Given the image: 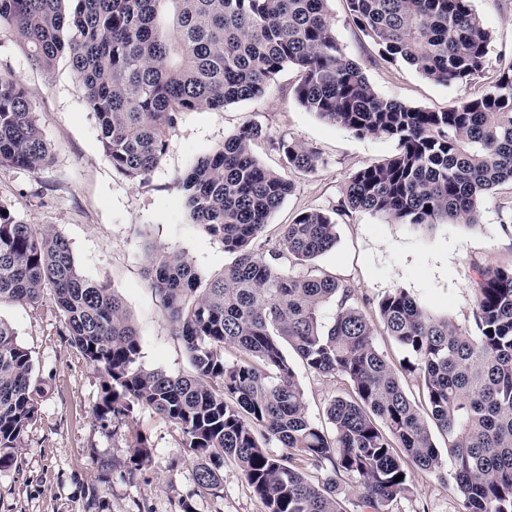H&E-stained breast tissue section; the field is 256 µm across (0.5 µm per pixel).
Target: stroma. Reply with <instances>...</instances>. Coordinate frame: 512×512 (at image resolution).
<instances>
[{
	"instance_id": "obj_1",
	"label": "stroma",
	"mask_w": 512,
	"mask_h": 512,
	"mask_svg": "<svg viewBox=\"0 0 512 512\" xmlns=\"http://www.w3.org/2000/svg\"><path fill=\"white\" fill-rule=\"evenodd\" d=\"M472 5L491 35L486 69L471 83L447 86L426 79L405 62L377 61L373 44L351 20L347 0H327L334 37L361 65L375 92L435 112L481 95L512 63V0H472ZM0 74L21 81L51 150L50 162L35 171L0 165V204L19 220L64 235L82 272L108 283L122 298L141 338V366L174 375L191 374L192 366L148 286V247L185 253L206 280L234 261L219 241L190 223L178 177L225 137L246 127L261 128L251 144L253 155L266 168L287 172L293 184L254 245L264 255L277 245L283 225L305 211L338 208L353 173L398 150L394 140L355 136L300 106L294 95L298 72L288 67L261 97L221 111L183 113L160 165L146 180H131L105 156L96 118L67 60L48 71L35 68L5 27L0 29ZM282 139L316 148L321 165L312 173L286 171L277 149ZM336 232L333 250L289 269L296 275L322 272L347 285L374 328L377 349L396 366L405 353L385 333L378 301L402 288L434 314L473 331L472 284L478 271L512 267V184L483 197L474 229L441 224L426 231L349 211L338 216ZM0 319L30 352L43 387L37 419L16 449L14 463L0 468V512H182L186 506L191 512H264L230 460L221 469L219 494L200 491L183 433L168 419L146 408L123 423L104 424L96 418L101 373L71 346L51 293L35 305L0 302ZM290 362L309 419L324 424L328 404L349 396L350 383L310 371L298 357ZM136 430L149 438L151 460L131 477L129 445ZM449 473L446 465L435 473L412 470L407 491L387 512H459Z\"/></svg>"
}]
</instances>
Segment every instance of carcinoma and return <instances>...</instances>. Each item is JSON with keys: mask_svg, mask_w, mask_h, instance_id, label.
I'll return each mask as SVG.
<instances>
[{"mask_svg": "<svg viewBox=\"0 0 512 512\" xmlns=\"http://www.w3.org/2000/svg\"><path fill=\"white\" fill-rule=\"evenodd\" d=\"M327 0H0L34 65L61 57L94 113L105 156L132 180L145 179L168 149L180 114L222 110L260 96L280 71H300L298 103L357 136L397 141L391 158L347 181L340 211H366L392 224L478 225V205L512 182V65L478 97L442 112L380 97L332 35ZM355 27L379 60H402L443 85L468 84L487 65L490 33L472 0H347ZM257 127L201 157L180 179L191 223L235 255L221 277L203 281L184 253L151 248L149 287L188 353L194 372L140 366L139 334L123 300L83 274L65 237L15 219L0 205V301L35 304L53 292L71 345L102 371L95 408L102 422L143 407L177 424L201 491L223 486L233 459L264 512H347L337 477L356 479V507L385 512L408 490L410 467L434 472L447 437L450 477L463 512H512V268L483 270L473 284L470 334L435 316L406 290L377 308L386 333L406 352L393 367L373 329L336 278L288 272L281 259L312 261L337 243L329 211L284 226L269 256L254 243L292 190L288 176L251 152ZM288 168L313 172L309 146L281 140ZM50 159L21 82L0 75V165L37 170ZM336 303L333 322L324 307ZM240 351L235 362L224 348ZM317 374L343 375L354 396L327 409L329 427L306 414L287 350ZM421 381L426 409L403 390L399 372ZM41 381L30 352L0 319V468L15 460L37 418ZM285 449L277 455L270 443ZM129 471L149 462L135 435ZM331 467L322 485L310 470ZM403 475L399 482L395 477Z\"/></svg>", "mask_w": 512, "mask_h": 512, "instance_id": "1", "label": "carcinoma"}]
</instances>
